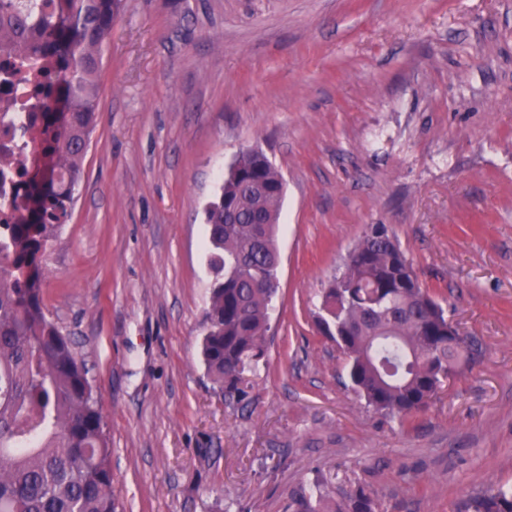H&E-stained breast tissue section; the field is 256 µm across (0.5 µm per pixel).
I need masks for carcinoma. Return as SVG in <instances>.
<instances>
[{
  "label": "carcinoma",
  "mask_w": 512,
  "mask_h": 512,
  "mask_svg": "<svg viewBox=\"0 0 512 512\" xmlns=\"http://www.w3.org/2000/svg\"><path fill=\"white\" fill-rule=\"evenodd\" d=\"M116 0H0V45L50 60L56 111L43 113L42 157L23 173L16 222L0 223V512H114L111 448L85 364L48 317L37 256L66 223L98 106L103 47ZM207 208L214 279L202 354L230 399L268 350L279 252L281 172L247 150ZM320 317L347 360L348 376L377 411L405 418L436 394L448 360L474 359L468 337L448 348V317L382 224L349 251ZM343 475L293 496L292 512H382ZM463 512H512V488L468 495Z\"/></svg>",
  "instance_id": "1"
}]
</instances>
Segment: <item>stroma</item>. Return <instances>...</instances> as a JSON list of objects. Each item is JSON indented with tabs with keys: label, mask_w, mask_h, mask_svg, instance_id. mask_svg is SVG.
Instances as JSON below:
<instances>
[{
	"label": "stroma",
	"mask_w": 512,
	"mask_h": 512,
	"mask_svg": "<svg viewBox=\"0 0 512 512\" xmlns=\"http://www.w3.org/2000/svg\"><path fill=\"white\" fill-rule=\"evenodd\" d=\"M99 83L41 267L102 412L115 512H289L343 472L384 512L512 486V0H118ZM250 148L286 189L243 406L201 343L206 208ZM372 224L479 348L407 420L367 406L319 325Z\"/></svg>",
	"instance_id": "35a3bbf8"
}]
</instances>
